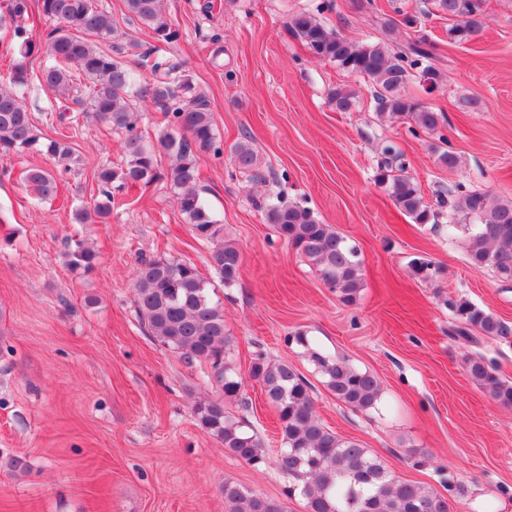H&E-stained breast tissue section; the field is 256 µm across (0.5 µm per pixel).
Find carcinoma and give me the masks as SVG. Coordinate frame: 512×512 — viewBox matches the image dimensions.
<instances>
[{
    "instance_id": "cac0c4a2",
    "label": "carcinoma",
    "mask_w": 512,
    "mask_h": 512,
    "mask_svg": "<svg viewBox=\"0 0 512 512\" xmlns=\"http://www.w3.org/2000/svg\"><path fill=\"white\" fill-rule=\"evenodd\" d=\"M42 16L57 23L46 41L33 36L25 27L27 0H7L0 7V28H9L17 39L21 60L0 80V153L22 152L38 145L41 136L25 105L28 85L26 60L43 55L42 84L61 103L58 120L73 125L80 118H92L125 131L123 160L114 165L105 160L97 165L96 178L101 200L83 203L73 210L77 224L104 219L125 189L164 181L175 190L176 203L196 235L209 243V265L224 287H232L242 264L239 246L224 238V227L213 219L196 187L197 158L211 152L223 153L205 96L196 90L183 61L162 45L172 44L177 31L163 16L162 0H124L122 19L100 7L95 0H40ZM483 0H435L436 8L448 14L455 24L450 39L466 43L477 37L484 26ZM138 20L149 29L157 45L139 51V65L151 79L135 82L126 63L101 44L112 39L120 22ZM286 26L318 58L336 63L353 76L367 79L375 87V110L410 125V132H439L442 115L421 106L405 93L411 71L422 68L431 85L441 81L433 64H424L431 54L419 46L397 50L385 42L359 43L341 36L316 16L300 12ZM88 82L82 95L73 86L71 69ZM149 99L165 112L168 123L155 143L137 128V115L130 111V98ZM357 93L342 85L329 92L336 109L348 112ZM79 109L69 111L67 103ZM435 147L437 161L453 169L458 159L445 135ZM45 152L63 165L72 149L63 140L51 139ZM168 156L169 166L162 165ZM235 167L258 181L265 180L257 152L251 141L240 140L231 147ZM402 154L391 144L384 147L378 178L388 186L394 205L416 224L435 220L414 177L405 174ZM25 186L39 200L58 193L55 170L33 166L24 172ZM456 198L448 205V226L467 225L468 263L476 270L490 268L502 282H512V201H489L488 194L456 186ZM266 223L309 265L325 286L345 302H352L363 287L361 260L357 248L328 224L318 223L310 210L289 204L281 198L260 206ZM98 255L82 240L65 245L63 259L74 270L91 271ZM413 274L423 281L437 276L439 268L425 260L412 263ZM135 311L146 334L176 353L188 367L207 363L218 388L215 399L197 402L193 413L198 425L216 439L224 450L244 463L258 468L266 464V450L245 421L230 414L224 401L247 403L245 381L228 359L231 342L224 328V306L213 298L212 283L191 263L161 257L139 260L133 281ZM455 323L448 335L476 343L479 336L507 338L512 328L466 298H448ZM479 336H474V333ZM306 349L309 361L321 377L325 389L353 411L376 409L381 398L377 377L344 359L311 346L301 332L287 338ZM466 370L493 400L512 407V382L503 380L482 356L465 359ZM249 377L259 384L275 408L282 433L283 448L275 465L288 478L285 499L269 498L232 480H224L225 512H288L286 501L299 495L307 512H451L448 498L420 483L398 480L369 449L355 440L341 438L330 430L315 410L313 386L286 362H272L258 352L252 358Z\"/></svg>"
}]
</instances>
